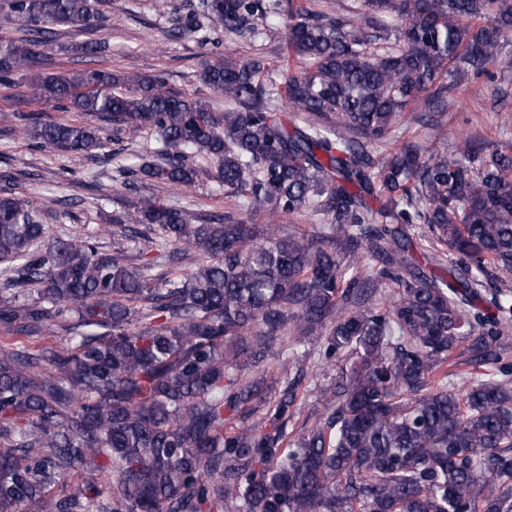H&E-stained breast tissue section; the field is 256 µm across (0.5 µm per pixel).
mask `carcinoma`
<instances>
[{
    "mask_svg": "<svg viewBox=\"0 0 512 512\" xmlns=\"http://www.w3.org/2000/svg\"><path fill=\"white\" fill-rule=\"evenodd\" d=\"M101 0H0L24 27L0 34V87L15 86L55 39L81 38L85 58ZM200 22L255 42L288 10V47L301 69L284 85L264 78L260 57L204 65L211 102L164 77L105 68L48 73L38 97L117 128L154 130L157 147L132 173L194 186L206 166L242 210L279 218L307 210L329 236L281 235L229 213H189L140 196L112 218L113 249L74 235L43 243L40 209L0 189V512H512V377L486 373L465 392L443 363L466 345L477 365L505 350L512 291L482 313L480 276H512V145L465 140L423 153L391 137L424 103L448 109L459 66L478 77L512 70L507 0H360L349 7L404 19L395 38L341 14L292 0H202ZM387 42L375 54L370 47ZM301 118L284 123L277 105ZM0 134L79 158L105 148L84 121L15 111ZM470 260L464 271L414 262L408 225ZM160 233L173 264L151 274L132 263L137 232ZM368 253L395 299H372L360 278ZM316 335L324 355L350 353L325 390L332 413L288 438L296 383L267 406L266 374L245 376ZM63 332L56 343L14 340ZM266 407L259 420L252 417ZM237 418L236 427L228 420Z\"/></svg>",
    "mask_w": 512,
    "mask_h": 512,
    "instance_id": "carcinoma-1",
    "label": "carcinoma"
}]
</instances>
